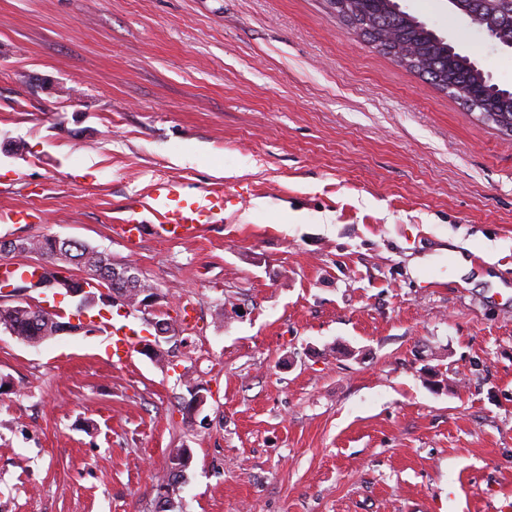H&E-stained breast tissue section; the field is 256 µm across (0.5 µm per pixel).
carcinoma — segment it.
<instances>
[{
  "label": "carcinoma",
  "instance_id": "carcinoma-1",
  "mask_svg": "<svg viewBox=\"0 0 512 512\" xmlns=\"http://www.w3.org/2000/svg\"><path fill=\"white\" fill-rule=\"evenodd\" d=\"M355 11L343 17L356 29H394L403 41L418 47L417 60L428 62L433 69V79L445 82L455 80L464 88L475 86L481 74L472 67V60L461 57L448 59L445 42H437L428 33V27L417 18L401 10L393 0H354ZM12 251L36 252L49 261L62 258L80 266L88 276L98 273L112 274L111 259L104 253L82 243L68 247L57 243L54 237L25 239L18 242ZM59 315L45 311L38 305L29 310H10L0 307V328L21 341L38 344L59 331Z\"/></svg>",
  "mask_w": 512,
  "mask_h": 512
}]
</instances>
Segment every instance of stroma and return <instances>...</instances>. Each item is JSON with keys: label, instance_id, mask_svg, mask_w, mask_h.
<instances>
[{"label": "stroma", "instance_id": "obj_1", "mask_svg": "<svg viewBox=\"0 0 512 512\" xmlns=\"http://www.w3.org/2000/svg\"><path fill=\"white\" fill-rule=\"evenodd\" d=\"M399 3L512 89L448 0ZM6 142L0 213L40 219L0 244L134 264L178 332L26 293L72 329L0 330V512H155L179 448L178 512H512V136L329 0H0ZM159 179L235 200L130 250L112 227ZM106 319L159 357L112 363Z\"/></svg>", "mask_w": 512, "mask_h": 512}]
</instances>
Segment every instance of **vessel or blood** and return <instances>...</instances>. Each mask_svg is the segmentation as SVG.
<instances>
[{
    "mask_svg": "<svg viewBox=\"0 0 512 512\" xmlns=\"http://www.w3.org/2000/svg\"><path fill=\"white\" fill-rule=\"evenodd\" d=\"M228 198L224 191L209 189L190 198L177 180L162 179L152 185L147 198L127 210L118 230L129 245H137L145 234L167 240L202 237L209 225L223 215ZM106 352L111 359L123 361L137 345L130 329L112 324L105 327Z\"/></svg>",
    "mask_w": 512,
    "mask_h": 512,
    "instance_id": "vessel-or-blood-1",
    "label": "vessel or blood"
}]
</instances>
